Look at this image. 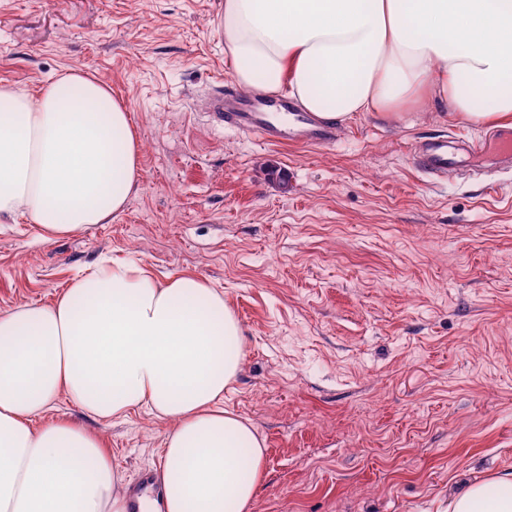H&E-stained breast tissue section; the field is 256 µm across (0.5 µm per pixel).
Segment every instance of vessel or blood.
I'll list each match as a JSON object with an SVG mask.
<instances>
[{
    "label": "vessel or blood",
    "instance_id": "vessel-or-blood-1",
    "mask_svg": "<svg viewBox=\"0 0 512 512\" xmlns=\"http://www.w3.org/2000/svg\"><path fill=\"white\" fill-rule=\"evenodd\" d=\"M213 111L219 124L247 133L266 144L289 139L307 146H328L336 139L334 127L323 124L308 112L297 115L289 129H282L271 121L268 113L247 108L237 94L223 87L213 99ZM412 154L418 167L437 179L447 176L456 167L455 157L449 154L448 143L444 140L415 144ZM160 489L161 479L156 470H142L127 489L131 512H143L145 501L157 500Z\"/></svg>",
    "mask_w": 512,
    "mask_h": 512
}]
</instances>
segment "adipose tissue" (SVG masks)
Wrapping results in <instances>:
<instances>
[{"mask_svg":"<svg viewBox=\"0 0 512 512\" xmlns=\"http://www.w3.org/2000/svg\"><path fill=\"white\" fill-rule=\"evenodd\" d=\"M224 54L243 92L291 91L342 124L407 120L439 99L470 124L512 121V0H224ZM127 108L94 76L38 93L0 82V218L51 241L111 222L139 188ZM244 358L223 292L95 267L54 301L0 314V512H128L103 438L47 413L66 400L109 421L165 422L164 512H252L265 448L224 408ZM475 483L448 512H512V480Z\"/></svg>","mask_w":512,"mask_h":512,"instance_id":"obj_1","label":"adipose tissue"}]
</instances>
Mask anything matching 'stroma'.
<instances>
[{"label": "stroma", "instance_id": "stroma-1", "mask_svg": "<svg viewBox=\"0 0 512 512\" xmlns=\"http://www.w3.org/2000/svg\"><path fill=\"white\" fill-rule=\"evenodd\" d=\"M224 0H0V81L36 92L79 70L108 84L141 145L111 223L53 241L0 222V313L48 303L102 259L224 293L244 331L225 408L265 445L253 512H446L512 480V166L494 152L431 181L408 147L484 135L434 102L364 112L335 144L262 145L222 128ZM288 175L287 185L269 176ZM101 434L123 481L160 468L163 422Z\"/></svg>", "mask_w": 512, "mask_h": 512}]
</instances>
